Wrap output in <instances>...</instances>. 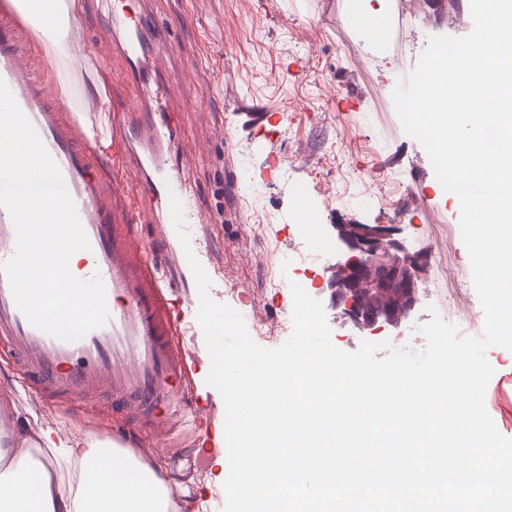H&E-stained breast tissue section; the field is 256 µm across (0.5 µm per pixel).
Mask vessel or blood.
Listing matches in <instances>:
<instances>
[{
	"label": "vessel or blood",
	"mask_w": 512,
	"mask_h": 512,
	"mask_svg": "<svg viewBox=\"0 0 512 512\" xmlns=\"http://www.w3.org/2000/svg\"><path fill=\"white\" fill-rule=\"evenodd\" d=\"M30 39L13 15H0V80L62 173L90 242L85 275L102 279L110 318L79 341L53 338L30 324L0 273V343L13 353L23 386L78 399L104 386L122 407L150 420L176 402L177 382L190 366L174 342L177 322L160 276L166 255L143 250L134 224L142 218L145 194L172 192L182 203L185 224L203 231L189 196V170L174 163L185 147L168 114L141 111V102L163 97L161 87L145 79L128 110L112 116V173L97 174L96 147L49 97L26 49ZM118 50L128 64L145 69L152 56L146 24H127ZM14 251L12 219L0 207V264Z\"/></svg>",
	"instance_id": "vessel-or-blood-1"
}]
</instances>
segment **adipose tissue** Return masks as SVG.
I'll list each match as a JSON object with an SVG mask.
<instances>
[{
    "instance_id": "adipose-tissue-1",
    "label": "adipose tissue",
    "mask_w": 512,
    "mask_h": 512,
    "mask_svg": "<svg viewBox=\"0 0 512 512\" xmlns=\"http://www.w3.org/2000/svg\"><path fill=\"white\" fill-rule=\"evenodd\" d=\"M35 29L63 99L62 74L85 0H11ZM172 488L141 457L105 441L45 428L12 433L0 448V512H173Z\"/></svg>"
}]
</instances>
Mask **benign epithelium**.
<instances>
[{
    "label": "benign epithelium",
    "mask_w": 512,
    "mask_h": 512,
    "mask_svg": "<svg viewBox=\"0 0 512 512\" xmlns=\"http://www.w3.org/2000/svg\"><path fill=\"white\" fill-rule=\"evenodd\" d=\"M340 243L330 268V299L353 326L378 331L397 328L418 302L426 258L401 251L385 224H335Z\"/></svg>",
    "instance_id": "1"
}]
</instances>
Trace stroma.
Returning <instances> with one entry per match:
<instances>
[{"instance_id": "stroma-1", "label": "stroma", "mask_w": 512, "mask_h": 512, "mask_svg": "<svg viewBox=\"0 0 512 512\" xmlns=\"http://www.w3.org/2000/svg\"><path fill=\"white\" fill-rule=\"evenodd\" d=\"M143 19L159 43L153 81L165 91L162 111L174 113L194 165V204L209 222L193 251L212 281L211 296L265 324L255 341L275 348L291 335V283L325 304L338 348L360 341L423 347L419 325L439 315L463 336L480 335L483 309L473 287L468 252L455 205L440 194L423 147L408 136L392 93L414 68L429 37H461L473 26L466 0H421L416 18L391 19L384 48L354 29L345 0H87L81 41L112 25L116 4ZM97 73L68 66L74 102L92 82L103 83L109 111H121L134 87L124 80L122 58L98 45ZM252 176L260 195L245 201ZM306 189L321 242H309L292 184ZM345 222L397 227L405 249L428 250L418 283L419 301L400 328L371 333L343 323L330 307L329 267L336 261L335 225ZM261 232H254V225ZM193 287L171 294L182 330L176 341L193 360L185 419L162 437L146 433L149 458L181 482L175 501L198 499L204 512H222L224 489L214 460L226 454L221 433L224 402L206 377L210 356L192 300ZM487 357L495 369L485 405L499 432L512 439V358L500 347ZM126 413L99 393L83 407L41 403L15 378L11 355L0 349V424L9 429L50 426L104 440L105 421Z\"/></svg>"}]
</instances>
